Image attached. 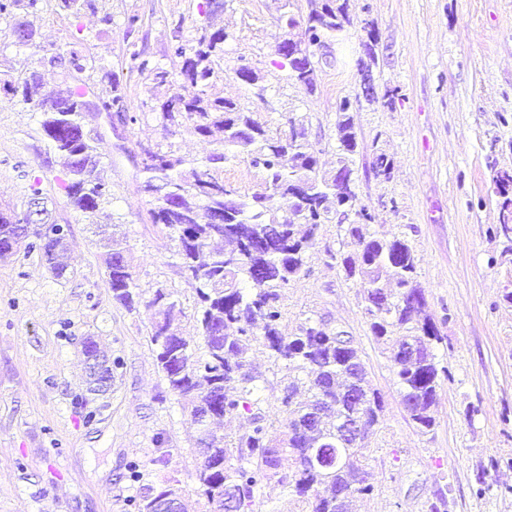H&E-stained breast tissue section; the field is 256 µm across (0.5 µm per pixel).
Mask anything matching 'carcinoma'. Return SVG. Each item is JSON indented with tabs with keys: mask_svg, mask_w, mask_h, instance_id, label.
<instances>
[{
	"mask_svg": "<svg viewBox=\"0 0 512 512\" xmlns=\"http://www.w3.org/2000/svg\"><path fill=\"white\" fill-rule=\"evenodd\" d=\"M311 9L299 18L288 12L283 18L287 28H304L310 42L327 43L340 37L353 25L346 0H309ZM38 8V0H0V17H11V31L22 30L23 44H34L35 33L23 15ZM224 29L202 26L190 45H179L176 57L182 59L180 74L189 94H178L163 102V123L183 120L194 134L208 137L213 130L224 138L205 160L198 162L156 152L143 164V184L157 185L162 192L153 196L149 209L151 223L161 224L177 234L178 255L182 265L191 269L200 283L201 311L198 331L203 337L207 355L193 357L185 339L171 338L163 345L162 327L178 325L182 310L177 301L164 292L163 317L151 323L150 341L156 349V360L169 388L191 408L207 407L212 418L219 419L243 407H259L253 398L256 377L246 370L245 354L252 337V327L263 324V345L271 356L285 363L293 379L283 388L282 404L291 418L282 438L270 434L262 412L253 414L251 429L234 441H219L209 463L199 465L197 480L203 494L221 512L224 486L237 487L242 512H253L257 487L264 480L275 479L304 498L306 512H350L356 494L371 491L369 474L361 463L362 448L346 449L336 443H325L323 435H333L339 421L358 411L368 414L373 425L383 415L381 395L361 383L366 370L357 349L338 351L334 332L324 324L305 322L298 332L285 336L280 332L281 289L289 280L309 274L306 255L314 244L320 226L329 219L326 202L336 197V180L321 174L313 164L315 155L303 140V134L290 130L272 135L256 122L250 113L220 95L208 93L215 69L223 59ZM134 68L154 79L166 81L168 72L153 65L149 58L135 54ZM318 59L309 54L300 71L289 70V77L311 86ZM19 101L32 104L42 112L41 130L51 149L62 160L65 178L62 188L69 203L84 214L94 213L110 196L93 181L101 177L94 141L79 131L83 121V97L71 88L47 90L41 74L34 69L5 81ZM125 101L117 78H112L111 95L99 99L104 112ZM350 104L339 106L337 130L343 156L339 168L347 181L344 194L356 199L353 168L349 154L356 149V134ZM246 159L266 174V191L240 196L224 183L219 170L224 164ZM498 197L500 231L512 234V169L500 168L493 177ZM287 209L279 211L276 201ZM206 215L221 213L224 223L195 222L199 211ZM338 221L345 237L354 241L352 253L330 254L344 271L346 278L368 284L366 302L371 316V331L379 339L392 341L391 359L410 419L420 428L434 425L432 408L442 379L448 372L438 368L431 350L432 342L441 341L438 331L426 335V320L406 307L411 299L421 296L414 281L415 257L402 239L365 237L359 224H345L349 213L341 210ZM241 247L237 264L226 266L224 251L212 250L214 242ZM43 260L53 263L52 273L60 278L66 267L53 254L54 243L46 238L32 243ZM105 263L112 299L131 308L136 303L137 285L131 267L119 268L113 261L121 249L106 245ZM247 280L250 288L241 287ZM419 346L412 360L404 346ZM328 401L331 412L321 427L306 434L298 424L308 421L311 409ZM312 448L323 449L325 459L332 462L328 478L314 470L309 462Z\"/></svg>",
	"mask_w": 512,
	"mask_h": 512,
	"instance_id": "1",
	"label": "carcinoma"
}]
</instances>
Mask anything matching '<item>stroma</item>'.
<instances>
[{
	"mask_svg": "<svg viewBox=\"0 0 512 512\" xmlns=\"http://www.w3.org/2000/svg\"><path fill=\"white\" fill-rule=\"evenodd\" d=\"M223 3L214 17L206 0H96L95 10L72 16L60 0H39L32 48L14 43L0 21L1 78L36 68L46 89L79 87L95 102L109 94L112 72L135 117L119 139L106 114H86L112 189L88 216L67 202L40 112L0 87V207L24 210L36 185L55 222L70 227L66 277H54L24 242L0 262V512H138L143 496L168 480L189 512L211 510L196 479L197 429L150 342L151 302L161 290L179 302L180 332L205 358L198 284L182 273L175 233L151 223L132 160L145 150L200 159L215 148V138L163 127L159 113L183 90L173 46L191 43L210 21L228 34L211 93L233 99L274 134L287 131L289 118L300 120L324 173L336 171L338 106L350 101L356 192L374 216L363 231L410 246L426 313L442 336L433 352L448 377L435 423L423 432L404 409L390 344L371 332L362 288L329 258L344 233L333 221L321 226L307 252L309 275L282 290L280 329L292 333L312 319L346 332L383 397L382 421L364 449L372 490L354 497L352 512H512V237L498 231L491 183L493 165L512 166V0H347L353 25L331 42L312 90L290 78L275 53L283 13L307 14L309 0ZM368 21L379 31L372 63ZM72 50L89 58L84 70L54 62ZM137 52L167 71L166 83L131 70ZM364 62L376 88L370 99L360 87ZM243 66L264 96L237 79ZM377 152L391 160L388 176L370 168ZM104 233L131 259L140 294L134 309L112 299ZM254 334L247 361L278 436L288 430L281 403L288 370L261 345L262 327ZM87 336L123 362L103 395L86 391L79 343ZM79 395L85 406L76 405Z\"/></svg>",
	"mask_w": 512,
	"mask_h": 512,
	"instance_id": "obj_1",
	"label": "stroma"
}]
</instances>
